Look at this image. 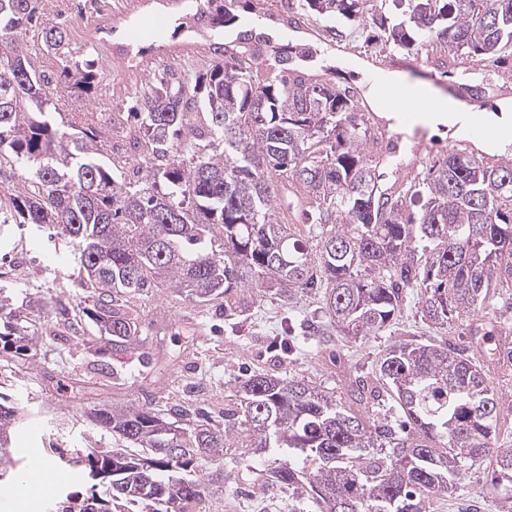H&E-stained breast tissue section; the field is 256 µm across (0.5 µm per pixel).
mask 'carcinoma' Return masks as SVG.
I'll use <instances>...</instances> for the list:
<instances>
[{"instance_id":"carcinoma-1","label":"carcinoma","mask_w":512,"mask_h":512,"mask_svg":"<svg viewBox=\"0 0 512 512\" xmlns=\"http://www.w3.org/2000/svg\"><path fill=\"white\" fill-rule=\"evenodd\" d=\"M369 0H297L308 15L344 36L358 21L396 48L437 42L471 62H498L512 50V0H393L392 22ZM39 0H0V184L20 176L33 190L0 197V224H49L75 250L82 286L95 300L82 313L106 346L137 343L127 296L170 286L192 301H224L239 315L253 294H322V315L354 339L398 324L408 291L422 320L447 330L463 316L494 314L495 289L512 285V165L452 148L420 180L378 185L380 157L356 95L332 82L290 76L294 52L249 29L238 42L251 57L221 45L204 69L154 71L128 112L132 154L108 163L93 128L70 133L51 112V88L96 92L99 72L64 57L52 76L22 50L38 22ZM46 50L60 51L64 24L43 27ZM271 55L275 75L259 78L253 61ZM308 225L314 244L291 230ZM35 338L30 319L0 312V342ZM489 361L512 364V342ZM349 402L305 380L255 372L224 406V428L190 418L168 422L144 403L93 404L84 415L135 449L85 456L89 477L109 481V501L147 512H186L224 483L216 469L189 480L201 459L227 448L270 453L266 470L283 486L307 484L320 512H425V496L451 493L457 475L495 455V482L512 487V448H493L502 415L489 366L477 352L448 343L405 341L360 376ZM393 402L404 421L376 412ZM20 419L0 396V446ZM177 448L179 452L172 453Z\"/></svg>"}]
</instances>
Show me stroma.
<instances>
[{
    "label": "stroma",
    "instance_id": "1",
    "mask_svg": "<svg viewBox=\"0 0 512 512\" xmlns=\"http://www.w3.org/2000/svg\"><path fill=\"white\" fill-rule=\"evenodd\" d=\"M235 12L238 22L219 29L224 41L259 26L278 43L310 45L316 48V56L298 65L305 79L334 80L352 87L360 100L368 82L364 73L347 66L351 57L384 71L390 70L391 59H417L420 68L401 72L407 81L424 80L439 93L462 99L466 84L485 79L493 85L489 104L512 98V61L507 59L478 66L438 46L422 52L397 50L378 40L367 41L350 26L345 38L337 40L322 22L289 6L288 0H238ZM102 63V80L94 99L60 91L53 103L56 120L66 128L93 124L100 133L99 147L109 158L124 143L112 131V114L129 105L148 70L107 57ZM368 117L379 133L378 151H385L390 141L399 146L398 153L378 170L385 188L412 179L425 163L446 155L460 141L447 126L412 125L395 112L372 111ZM82 278L52 227L0 224V305L33 311L38 328L37 344L27 355L0 345V395L19 403L26 413L11 432L15 474L6 479L8 487H15L16 474L40 459L72 458L90 449L106 453L122 447L118 436L81 417L80 406L89 401L136 405L149 400L169 416L193 403L218 419L238 381L255 371L303 379L334 389L343 398L350 379L375 370L386 349L396 342L445 338L457 347L466 342L458 333L445 337L425 324L418 300L411 294L394 331L354 339L333 326L325 346L313 348L310 337L301 335L294 341L293 353L285 355L274 348V341L289 321L310 315L318 306L317 298L300 295L286 304L275 295L261 293L245 318L230 319L218 304L202 306L162 286L129 300L141 322L137 345L103 357L99 349L104 339L82 314L88 303ZM73 321L78 324L74 330L69 327ZM269 463L268 457L231 448L221 462L199 464L193 476L202 481L216 467H223L224 488L196 502L190 512H317L304 489L265 483L263 472ZM493 463L488 457L463 472L455 493L431 496L426 512H512L505 486L491 480ZM91 485L85 467L71 468L65 484L37 498L35 512H61L66 501L86 498Z\"/></svg>",
    "mask_w": 512,
    "mask_h": 512
}]
</instances>
